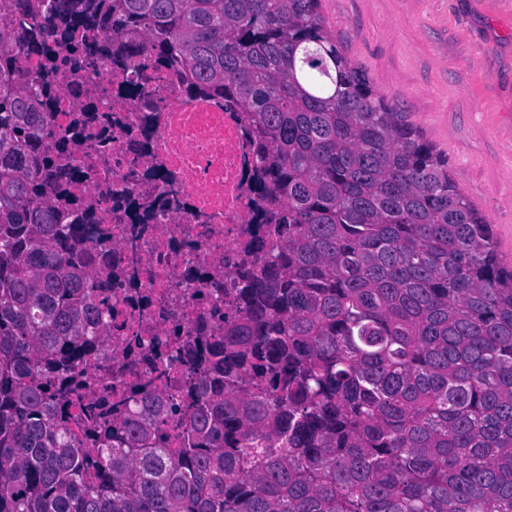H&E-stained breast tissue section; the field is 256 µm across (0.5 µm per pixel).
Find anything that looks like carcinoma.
<instances>
[{
	"label": "carcinoma",
	"instance_id": "cac0c4a2",
	"mask_svg": "<svg viewBox=\"0 0 512 512\" xmlns=\"http://www.w3.org/2000/svg\"><path fill=\"white\" fill-rule=\"evenodd\" d=\"M53 0L72 25L176 47L236 99L283 202L276 246L216 343L224 395L189 413L92 401L72 435L55 373L112 318L79 225L61 222L32 146V89L0 78V512H512V267L439 153L377 92L321 0ZM96 455L98 475L87 479ZM189 414H181L176 417H164L156 424V429L166 438V447L172 450L176 448H188L189 446Z\"/></svg>",
	"mask_w": 512,
	"mask_h": 512
}]
</instances>
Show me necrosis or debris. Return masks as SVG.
Listing matches in <instances>:
<instances>
[{
    "mask_svg": "<svg viewBox=\"0 0 512 512\" xmlns=\"http://www.w3.org/2000/svg\"><path fill=\"white\" fill-rule=\"evenodd\" d=\"M50 3L0 0V27L23 36L0 45V70L41 91L35 109L63 142L54 160L75 174L44 196L64 223L80 219L112 306L104 356L78 364L69 412L89 398L125 397L133 413L149 392L183 407L219 397L207 347L239 317L228 290L255 269L253 242L279 239L258 191L260 144L222 86L156 48L132 57L136 31L79 27L56 41L42 27ZM94 43L102 52L84 60Z\"/></svg>",
    "mask_w": 512,
    "mask_h": 512,
    "instance_id": "necrosis-or-debris-1",
    "label": "necrosis or debris"
}]
</instances>
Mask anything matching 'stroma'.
Wrapping results in <instances>:
<instances>
[{"label":"stroma","mask_w":512,"mask_h":512,"mask_svg":"<svg viewBox=\"0 0 512 512\" xmlns=\"http://www.w3.org/2000/svg\"><path fill=\"white\" fill-rule=\"evenodd\" d=\"M380 95L448 157L512 260V0H322Z\"/></svg>","instance_id":"1"}]
</instances>
